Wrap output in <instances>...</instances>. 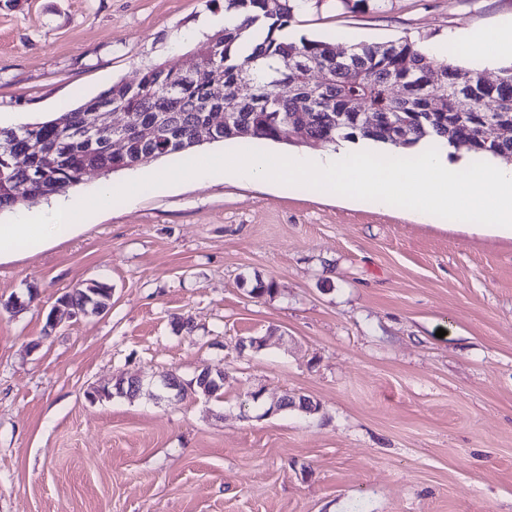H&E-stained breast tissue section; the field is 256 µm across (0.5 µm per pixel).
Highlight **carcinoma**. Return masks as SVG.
<instances>
[{
    "instance_id": "obj_1",
    "label": "carcinoma",
    "mask_w": 512,
    "mask_h": 512,
    "mask_svg": "<svg viewBox=\"0 0 512 512\" xmlns=\"http://www.w3.org/2000/svg\"><path fill=\"white\" fill-rule=\"evenodd\" d=\"M268 2L224 0V11L237 24L214 31L193 47L201 58L194 77L156 64L135 87L116 82L50 120L1 127L0 211L64 193L79 185L90 167L110 174L163 157L185 158L196 148V128L217 110L229 113V121L213 133L219 141L288 144L294 130L321 149L360 138L396 149L427 140L512 164V137L491 135L512 128V64L487 83L480 72L461 67L451 56L430 57L406 37L356 44L338 57L329 42L288 37V28L309 0H279L274 9ZM216 79L230 91L221 99L210 93ZM243 80L251 83L253 93L237 98L231 91ZM395 86L400 88L397 95ZM437 98L444 99L440 109L434 106ZM298 99L310 101L311 108L298 111ZM487 99L495 102L492 112L484 109ZM99 109L127 114L117 150L108 132L94 140L83 135L87 113ZM143 128L153 129L152 136L143 137ZM6 150L28 156L31 165H6ZM110 288L93 280L77 295L87 293L106 303ZM188 386L194 394L219 398L223 383L217 372L208 380L199 373Z\"/></svg>"
}]
</instances>
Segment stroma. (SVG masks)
Wrapping results in <instances>:
<instances>
[{"label":"stroma","mask_w":512,"mask_h":512,"mask_svg":"<svg viewBox=\"0 0 512 512\" xmlns=\"http://www.w3.org/2000/svg\"><path fill=\"white\" fill-rule=\"evenodd\" d=\"M223 11L0 0V125L181 67ZM510 23L512 0H320L290 33L424 44ZM101 278L106 312L47 330ZM250 336L265 346L240 350ZM205 366L221 399L154 397ZM122 378L141 394L89 399ZM287 394L318 412L268 413ZM0 512H512V237L219 174L1 258Z\"/></svg>","instance_id":"stroma-1"}]
</instances>
